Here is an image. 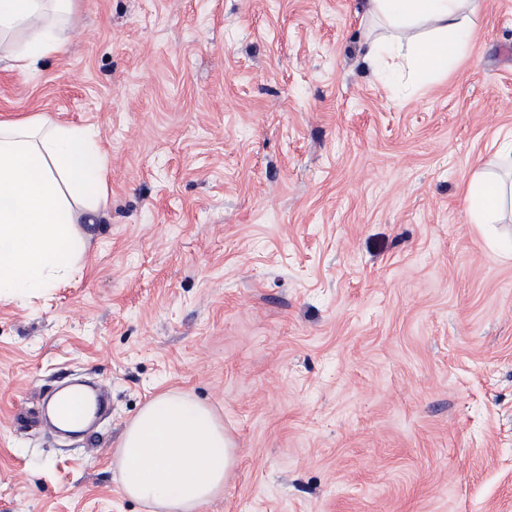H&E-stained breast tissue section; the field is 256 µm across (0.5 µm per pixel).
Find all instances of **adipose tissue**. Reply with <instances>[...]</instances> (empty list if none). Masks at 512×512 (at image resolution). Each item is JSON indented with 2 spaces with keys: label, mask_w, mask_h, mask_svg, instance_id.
Segmentation results:
<instances>
[{
  "label": "adipose tissue",
  "mask_w": 512,
  "mask_h": 512,
  "mask_svg": "<svg viewBox=\"0 0 512 512\" xmlns=\"http://www.w3.org/2000/svg\"><path fill=\"white\" fill-rule=\"evenodd\" d=\"M75 0H0V60L27 71L59 53ZM479 0H365L397 34L414 79L465 57ZM108 172L97 133L43 115L0 121V302L40 296L80 270L79 210H95ZM473 223H495L512 183L476 170L464 190ZM236 443L220 415L190 393L163 391L134 416L112 455L123 493L146 512H201L224 492Z\"/></svg>",
  "instance_id": "adipose-tissue-1"
}]
</instances>
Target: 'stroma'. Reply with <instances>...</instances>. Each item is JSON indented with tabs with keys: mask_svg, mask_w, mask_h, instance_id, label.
<instances>
[{
	"mask_svg": "<svg viewBox=\"0 0 512 512\" xmlns=\"http://www.w3.org/2000/svg\"><path fill=\"white\" fill-rule=\"evenodd\" d=\"M468 56L385 82L361 0H78L65 51L0 62V116L91 126L81 274L0 303V512H145L112 469L156 393L217 409L202 512H512V215L462 188L512 130V0ZM107 386L92 439L45 399Z\"/></svg>",
	"mask_w": 512,
	"mask_h": 512,
	"instance_id": "1",
	"label": "stroma"
}]
</instances>
